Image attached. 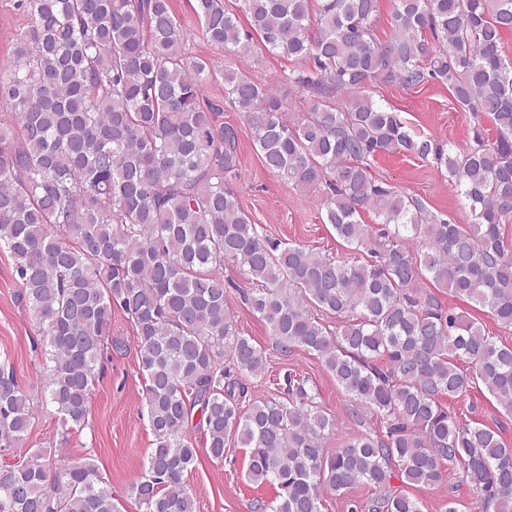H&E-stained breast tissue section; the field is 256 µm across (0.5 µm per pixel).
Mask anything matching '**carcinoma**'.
<instances>
[{"label":"carcinoma","instance_id":"carcinoma-1","mask_svg":"<svg viewBox=\"0 0 512 512\" xmlns=\"http://www.w3.org/2000/svg\"><path fill=\"white\" fill-rule=\"evenodd\" d=\"M195 2L203 37L224 53L245 55L258 36L269 52L310 63L287 76L311 93L291 120L275 85L234 63L224 93L269 171L300 192L323 189V223L348 253L283 247L242 210L226 186L239 167L237 129L204 96L209 65L186 57L170 0H19L30 22L0 67L15 116L0 124V248L45 347V402L70 429L85 425L116 306L139 340L154 436L130 489L142 512H196L185 478L198 458L187 431L196 410L210 459L237 442L249 449L247 479L277 487L269 512H321L323 491L359 484L377 495L348 501V512H421L391 480L440 484L447 461L461 464L483 512H512V448L444 403L482 387L512 416V345L436 294L512 327V0H393L384 42L379 0ZM378 82L446 85L490 127L447 149L378 105ZM384 155L433 159L469 223L378 181L372 164ZM227 265L250 288L224 278ZM232 288L276 346L316 354L385 431L350 434L329 454L337 422L307 379L288 378L285 401L253 397L239 375L264 376L267 359L234 323ZM30 422V396L0 363V512H121L90 458L51 464L29 450L10 460Z\"/></svg>","mask_w":512,"mask_h":512}]
</instances>
